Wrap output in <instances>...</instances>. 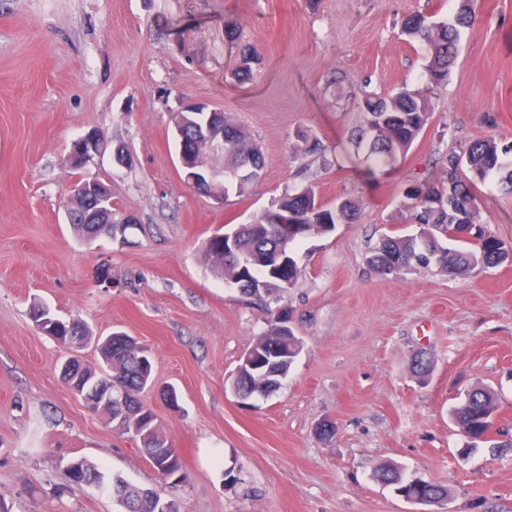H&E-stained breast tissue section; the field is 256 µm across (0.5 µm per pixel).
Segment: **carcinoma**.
<instances>
[{"label":"carcinoma","mask_w":512,"mask_h":512,"mask_svg":"<svg viewBox=\"0 0 512 512\" xmlns=\"http://www.w3.org/2000/svg\"><path fill=\"white\" fill-rule=\"evenodd\" d=\"M416 23L403 24L405 36L421 41L428 54L424 72L427 78L425 86L403 85L398 91L382 97L376 93L360 90L358 104L363 112V122L348 136V143L355 155L361 157L369 169L386 166L403 158L410 151L432 113L431 94L448 79L450 66L458 54L459 32L457 26L469 23L471 13L466 5H461L453 19L424 18L414 15ZM257 61L254 51L243 48L239 52L230 78L242 83L253 77V65ZM237 135L224 142V195L234 191L242 196L253 184V178L242 175L248 163L264 168V158L250 134L242 127H236ZM512 154V143L499 145L495 139H480L467 144L460 153H450L443 164L452 184L453 205L464 206L476 203L472 192L474 181H483L490 174L500 171L505 163L502 157ZM470 177L462 180L463 171ZM430 183L415 180L408 184L403 192L399 212L404 221L424 225V231L435 237V258L417 248L414 239L406 234L393 231L383 235L371 249L367 257L368 266L381 276L398 277L403 274L438 271L450 276H463L476 267L493 268L507 261L512 246L494 238L483 222L479 210L470 214L471 229L474 233L468 239L450 234L448 211L438 210L435 205H427L428 197L437 195L429 189ZM304 191L310 198V213L297 218L289 215V197L285 193L273 208L256 216L248 224H238L230 231L234 232L235 250H224V234L217 232L208 241L206 255L211 267L224 282L241 290V294L254 300L261 306L270 301H280L281 294L273 297L265 295L258 288L251 287L249 281L260 280L267 275L268 269L276 263V256L282 252L288 260L295 261L293 253L299 243L310 237L325 235L335 230L338 224H351L361 210L360 200L353 197L340 199V206H327L319 201L313 187ZM423 268L416 269V264ZM267 330L259 336L254 348L277 340L290 350L302 343V339L293 333L289 336L282 332L281 324L287 320V312L268 311ZM89 339V329L81 321H74L69 335L61 340L68 349L79 348ZM101 362L89 366L83 362L74 365L73 374L66 384L88 396L92 402L87 408L92 412L99 410L103 396L98 392L101 382L109 383L112 389V411L122 412L119 401L133 404L122 421V432L136 431L134 440L139 442L149 462L158 475L168 477L166 483L177 484L184 480L183 464L177 449L169 443L167 436L151 421L153 413L144 407L139 399L140 393L151 382L143 377L139 362L137 342L116 346L104 340L97 344ZM236 386L248 393L262 392L269 395L278 386L267 382L261 372L250 373L237 379ZM497 393L490 387H483L472 398L464 399L450 411L451 420L462 434L471 439V444L483 442L491 421V413L496 410ZM71 482L77 485L96 487L101 478L109 481L106 493L123 508V512H182L180 503L169 499L151 488L133 485L118 475H109L97 465L86 459L72 461L68 466ZM372 478L377 483L391 487L396 492L414 493L419 489L403 470L392 462L381 463L374 468Z\"/></svg>","instance_id":"obj_1"}]
</instances>
